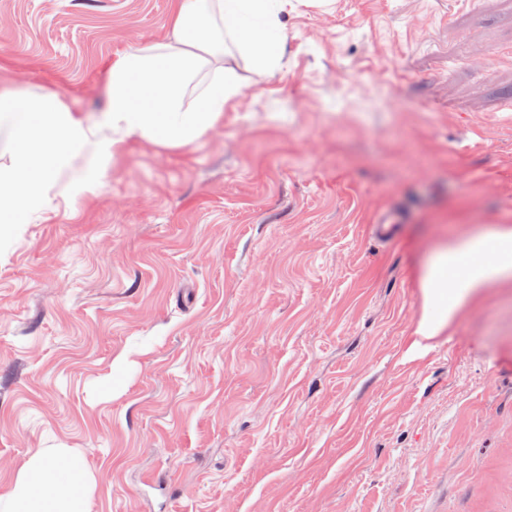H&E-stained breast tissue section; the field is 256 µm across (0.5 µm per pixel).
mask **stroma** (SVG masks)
<instances>
[{
    "mask_svg": "<svg viewBox=\"0 0 512 512\" xmlns=\"http://www.w3.org/2000/svg\"><path fill=\"white\" fill-rule=\"evenodd\" d=\"M170 9L0 0V92L101 111ZM283 23L279 69L232 58L244 91L194 145L81 155L0 235V494L71 448L91 512H512V283L415 334L435 247L512 224V0ZM401 218L402 215L397 210L386 212L378 219L377 224L370 226L372 235L380 241L391 238L395 233L397 224L402 223Z\"/></svg>",
    "mask_w": 512,
    "mask_h": 512,
    "instance_id": "35a3bbf8",
    "label": "stroma"
}]
</instances>
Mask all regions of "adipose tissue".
Wrapping results in <instances>:
<instances>
[{"label":"adipose tissue","mask_w":512,"mask_h":512,"mask_svg":"<svg viewBox=\"0 0 512 512\" xmlns=\"http://www.w3.org/2000/svg\"><path fill=\"white\" fill-rule=\"evenodd\" d=\"M288 0H171L170 36L116 56L97 121L53 92L0 93V125L11 150L0 166V216L39 215L75 153L108 158L131 141L181 148L201 139L245 85L226 66L232 42L257 73H272L284 52L281 15ZM145 102H137L138 94ZM512 279V225L498 224L448 240L425 263V313L416 333L437 336L467 299ZM90 477L78 455L53 448L31 457L0 512H89Z\"/></svg>","instance_id":"1"}]
</instances>
